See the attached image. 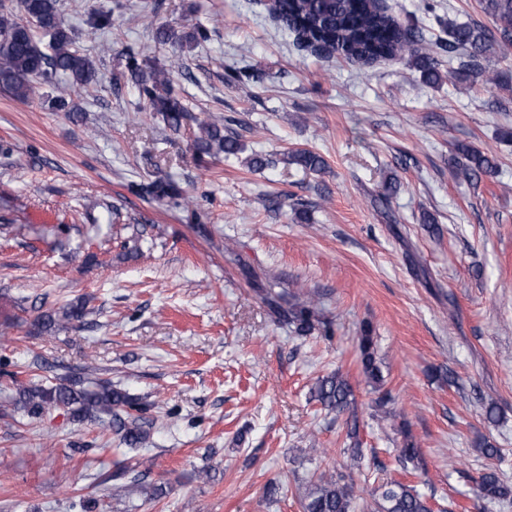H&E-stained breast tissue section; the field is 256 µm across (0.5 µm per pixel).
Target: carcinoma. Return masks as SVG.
<instances>
[{
    "label": "carcinoma",
    "mask_w": 512,
    "mask_h": 512,
    "mask_svg": "<svg viewBox=\"0 0 512 512\" xmlns=\"http://www.w3.org/2000/svg\"><path fill=\"white\" fill-rule=\"evenodd\" d=\"M26 19H20L9 10L0 11V87L18 99L32 97L41 83L63 76L66 84L57 87L54 103L67 104L66 95L72 89L96 85V61L74 46L72 33L64 24L59 0H23ZM484 13L493 18L500 37L512 42V0H480ZM278 21L292 34L299 46L325 56H338L371 65L380 59H407L421 72L423 81L435 85L442 81L440 61L420 46L417 32L381 11L376 0H277ZM494 45V37L470 23L448 25V72L458 77L484 78L485 83L511 89L509 78L492 70L482 62ZM131 77L139 85V94L152 111L158 113L164 124L178 132L188 119V110L174 92L162 72H154L145 79L137 58L130 59ZM194 148L198 155L216 157L236 155L242 151L239 140L224 134V124L201 120L194 134ZM460 154V173L473 180L482 175H493L497 163L493 156L469 145L457 147ZM289 159L304 169L319 172L325 160L309 150H297ZM141 193L164 197L180 195L171 183L151 182L139 186ZM267 306L281 319L295 326L301 336L315 329L318 320L317 300L310 296L284 308L281 297L272 290L263 296ZM88 311L81 301L70 302L57 310H45L35 318V324L45 332H52L74 322L87 323ZM362 373L371 387L379 391L383 385L381 367L375 355V336L370 324L360 327L358 336ZM11 401L17 409L36 418L53 407H63L73 420L96 422L112 432L119 443L128 448H142L150 439L147 412L152 404L129 394L108 380L98 377L97 368L89 366L79 380L63 378L56 384L43 385L13 380ZM313 398L329 412H341L353 407L354 390L340 372L319 378L312 391ZM347 449L352 465H359L362 448L359 426L352 420L347 428ZM420 458L417 443L404 435L399 461L415 463ZM364 489L341 478L319 477L309 482L299 498L303 512H353L362 505L366 512H432L424 497L399 481L381 485L379 498L369 502ZM512 495V488L501 482L494 472L482 476L479 497L495 500Z\"/></svg>",
    "instance_id": "obj_1"
}]
</instances>
